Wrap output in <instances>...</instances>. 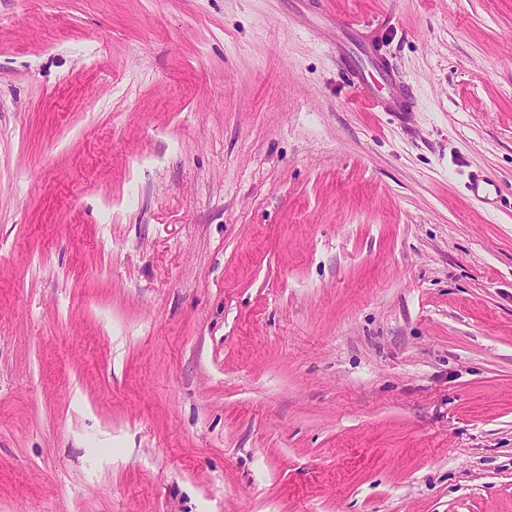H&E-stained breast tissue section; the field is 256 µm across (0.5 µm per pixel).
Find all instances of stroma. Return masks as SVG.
<instances>
[{
	"instance_id": "obj_1",
	"label": "stroma",
	"mask_w": 512,
	"mask_h": 512,
	"mask_svg": "<svg viewBox=\"0 0 512 512\" xmlns=\"http://www.w3.org/2000/svg\"><path fill=\"white\" fill-rule=\"evenodd\" d=\"M0 512H512V0H0ZM354 85L363 95L372 99L374 105L383 112H390L399 120L407 118L411 110V102L404 85L393 84L386 96H379L372 90V74L362 71H349Z\"/></svg>"
}]
</instances>
